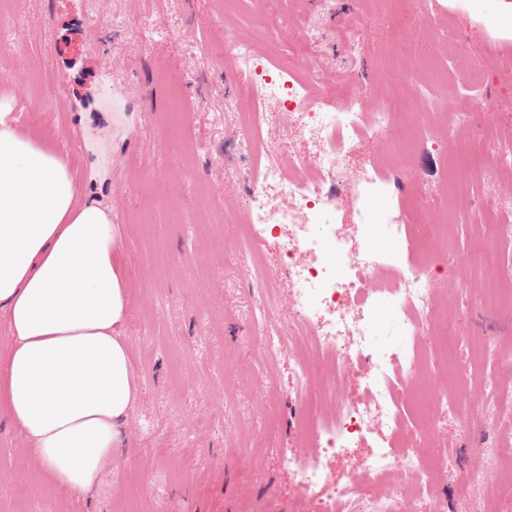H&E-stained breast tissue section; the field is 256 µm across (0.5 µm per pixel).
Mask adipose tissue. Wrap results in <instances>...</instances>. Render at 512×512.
Returning a JSON list of instances; mask_svg holds the SVG:
<instances>
[{
	"mask_svg": "<svg viewBox=\"0 0 512 512\" xmlns=\"http://www.w3.org/2000/svg\"><path fill=\"white\" fill-rule=\"evenodd\" d=\"M112 210L84 199L67 159L0 91V404L41 475L85 494L124 446L137 397L130 299Z\"/></svg>",
	"mask_w": 512,
	"mask_h": 512,
	"instance_id": "ef3b65f1",
	"label": "adipose tissue"
}]
</instances>
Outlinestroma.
<instances>
[{
	"label": "stroma",
	"instance_id": "stroma-1",
	"mask_svg": "<svg viewBox=\"0 0 512 512\" xmlns=\"http://www.w3.org/2000/svg\"><path fill=\"white\" fill-rule=\"evenodd\" d=\"M22 27L19 46L0 47V86L14 92L21 119L36 135L58 141L79 136L69 163L82 188L108 204L119 226L132 314L126 339L139 396L125 425V446L94 490L76 497L34 469L27 442L0 426V512H159L155 471L177 477L164 492L172 512H319V493L304 491L284 466V453L315 443L298 436L291 352L315 329L293 319V288L282 278L287 225L272 227L261 251L275 285L278 334L284 353L263 357L251 333L265 298L245 268L244 215L249 208L251 155L237 123V89L246 74L216 52L231 38L252 41L294 73L322 69L318 92L327 101L352 91L357 111L370 113L395 94L412 96L410 78L426 81L439 102L399 121L426 135L417 149L398 130L354 144L336 177L347 192L336 201V233L354 252L381 255L371 278H392L388 251L427 269L438 296L457 284L446 257L422 238L365 236L364 212L379 225L425 202L448 197V162L458 153V128L474 143L512 140V110L496 127L485 123L479 99L501 100L512 83V16L500 0H438L434 25L455 37V58L438 53L436 69L401 46L416 11L414 0H0ZM380 28L365 50L347 46L370 20ZM307 28L306 41L290 30ZM492 65L479 90L459 89L443 100L447 67ZM195 103L173 123V91ZM379 167L384 191L360 193L367 171ZM238 213L224 218L225 199ZM512 201V179L486 172L462 204L451 247L464 253L489 243L477 236L501 201ZM466 330L512 346V313L478 304ZM438 426L459 463L481 454L494 481L512 479L498 450L512 445V424L487 414L471 425L443 414ZM440 493L452 512H485L489 484L441 474Z\"/></svg>",
	"mask_w": 512,
	"mask_h": 512
}]
</instances>
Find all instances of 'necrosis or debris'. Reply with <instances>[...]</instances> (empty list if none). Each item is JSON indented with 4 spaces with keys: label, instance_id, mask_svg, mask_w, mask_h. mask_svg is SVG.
Wrapping results in <instances>:
<instances>
[{
    "label": "necrosis or debris",
    "instance_id": "necrosis-or-debris-1",
    "mask_svg": "<svg viewBox=\"0 0 512 512\" xmlns=\"http://www.w3.org/2000/svg\"><path fill=\"white\" fill-rule=\"evenodd\" d=\"M224 56L235 69L249 73L242 88L249 106L243 116L241 133L251 145L255 165L250 178V224L252 239H259L276 224H287L294 232L288 238L285 273L296 290L293 314L303 323L316 320L320 313L343 300L353 301L355 311L347 318L325 324L320 330L312 355L300 357L295 364L296 394L302 415L308 418L319 444L311 456L284 455L283 463L298 482L316 489L333 484L334 490L323 500L320 512H408V497L434 491L435 472L457 470L453 452L428 447V432L410 424L402 412L403 400L418 390L420 356L417 333L434 316L431 279L416 267H401L398 287L381 293L371 285L367 261L357 260L331 225L336 215V162L353 141L374 135L392 123L394 109L380 105L373 124H365L352 100L327 102L308 95L310 78L295 76L275 62L260 58L251 42L232 40L224 44ZM278 103L281 116L302 120L307 136L320 144L315 159L294 156L289 160L291 177H283L279 160L284 149L269 144L264 136L270 120L267 106ZM287 198L284 209L273 208L271 194ZM315 224L328 225L325 236L310 232ZM314 258L302 263V255ZM390 305L399 321L398 348H378L369 331L370 318L379 304ZM471 353L468 362L452 365L448 380L454 388L469 386L476 374L486 377L490 396L476 406H461L434 395L428 421L452 412L463 422L493 410L502 420H512V384L498 382L488 370L501 353L495 341L466 337ZM363 374L367 399L362 403L343 401L339 395L346 372ZM324 381L322 401L334 411L329 421H320L318 411L307 395L309 387ZM385 436L387 442L368 458L360 470L333 479L330 457L351 444L367 440L369 433ZM400 467L410 477L407 488L389 485L393 468Z\"/></svg>",
    "mask_w": 512,
    "mask_h": 512
}]
</instances>
